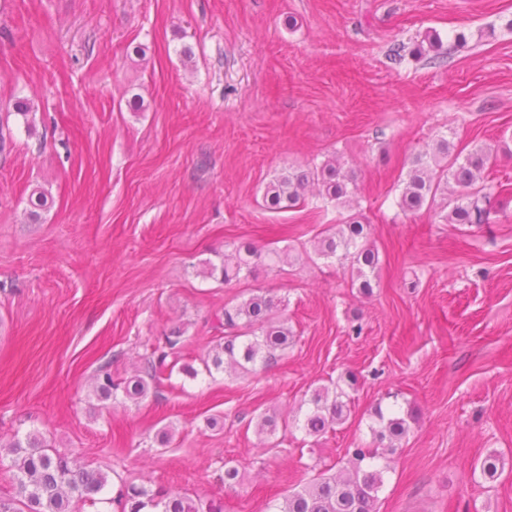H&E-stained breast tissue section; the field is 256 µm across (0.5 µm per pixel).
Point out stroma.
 Listing matches in <instances>:
<instances>
[{"mask_svg":"<svg viewBox=\"0 0 512 512\" xmlns=\"http://www.w3.org/2000/svg\"><path fill=\"white\" fill-rule=\"evenodd\" d=\"M1 124L0 440L37 431L110 488L266 512L306 466L370 446L375 406L394 405L418 419L379 512H512V0H0ZM443 137L496 153L488 223L401 210L413 160ZM331 157L355 171L352 210L381 255L370 296L307 256L342 209L263 203L274 176ZM243 240L293 260L230 286L204 276ZM257 288L295 335L277 364L97 398L101 366L123 381L177 329L199 367L225 307ZM349 372L347 423L260 443L252 418ZM491 452L489 483L474 467Z\"/></svg>","mask_w":512,"mask_h":512,"instance_id":"1","label":"stroma"}]
</instances>
